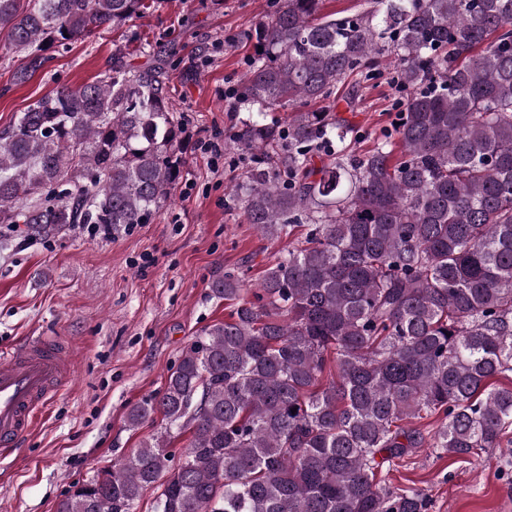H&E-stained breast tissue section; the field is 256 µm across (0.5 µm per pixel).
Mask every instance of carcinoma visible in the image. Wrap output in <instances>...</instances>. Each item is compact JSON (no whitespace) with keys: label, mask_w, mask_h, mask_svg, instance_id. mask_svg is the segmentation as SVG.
Listing matches in <instances>:
<instances>
[{"label":"carcinoma","mask_w":512,"mask_h":512,"mask_svg":"<svg viewBox=\"0 0 512 512\" xmlns=\"http://www.w3.org/2000/svg\"><path fill=\"white\" fill-rule=\"evenodd\" d=\"M321 5L279 0L256 24L241 101L292 114L285 131L248 118L229 142L262 154L237 201L287 253L253 288L233 271L214 279L232 320L205 328L127 416L159 413L164 431L56 512H134L157 483L156 512H428L425 492L377 475L417 448L463 457L512 433V0H374L341 19ZM146 8L0 0V33L26 53L15 78ZM389 54L406 100L371 149L352 151L339 114L297 108L347 83L354 109ZM168 83L116 56L0 133V224L26 227L16 247L146 223L183 174ZM428 417L427 433L401 425ZM187 429L173 467L168 437Z\"/></svg>","instance_id":"1"}]
</instances>
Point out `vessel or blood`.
<instances>
[{"label":"vessel or blood","instance_id":"1","mask_svg":"<svg viewBox=\"0 0 512 512\" xmlns=\"http://www.w3.org/2000/svg\"><path fill=\"white\" fill-rule=\"evenodd\" d=\"M73 375L69 350L55 336H28L0 354V451L18 447L47 401Z\"/></svg>","mask_w":512,"mask_h":512}]
</instances>
